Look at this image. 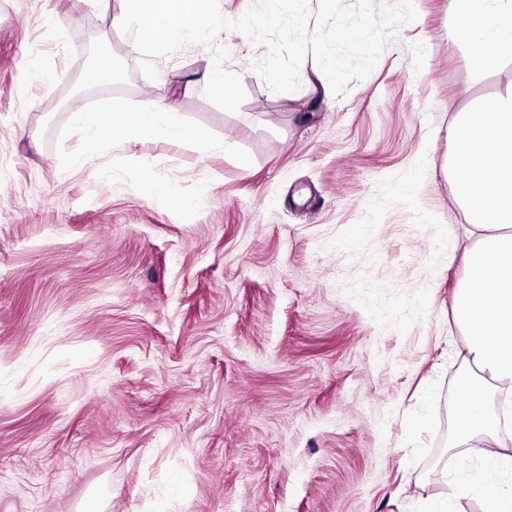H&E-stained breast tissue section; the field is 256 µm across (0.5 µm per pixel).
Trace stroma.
<instances>
[{
  "label": "stroma",
  "mask_w": 512,
  "mask_h": 512,
  "mask_svg": "<svg viewBox=\"0 0 512 512\" xmlns=\"http://www.w3.org/2000/svg\"><path fill=\"white\" fill-rule=\"evenodd\" d=\"M414 5L340 97L310 54L272 91L265 47L221 33L229 113L205 47L142 73L124 0H0V512H486L468 478L498 469L454 445L444 161L512 61L473 72L454 0ZM99 45L120 72L77 95ZM168 100L205 147L117 129L91 152L71 117Z\"/></svg>",
  "instance_id": "stroma-1"
}]
</instances>
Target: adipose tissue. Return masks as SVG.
<instances>
[{
  "label": "adipose tissue",
  "instance_id": "ef3b65f1",
  "mask_svg": "<svg viewBox=\"0 0 512 512\" xmlns=\"http://www.w3.org/2000/svg\"><path fill=\"white\" fill-rule=\"evenodd\" d=\"M452 37L470 51L474 72L494 70L512 60V0H457ZM87 148L106 142L124 128L141 139L198 145L201 133L186 125L174 101L140 112L111 110L98 116L78 112ZM449 164L456 175L455 195L477 238L465 250L466 274L454 298L456 322L465 336L467 360L477 371L472 396L457 415L455 441H487V459L503 476L495 483L474 480L490 512H512V459L496 447L501 432L512 429V404L492 412L482 383L512 388V92L484 104L481 111L458 115Z\"/></svg>",
  "mask_w": 512,
  "mask_h": 512
}]
</instances>
